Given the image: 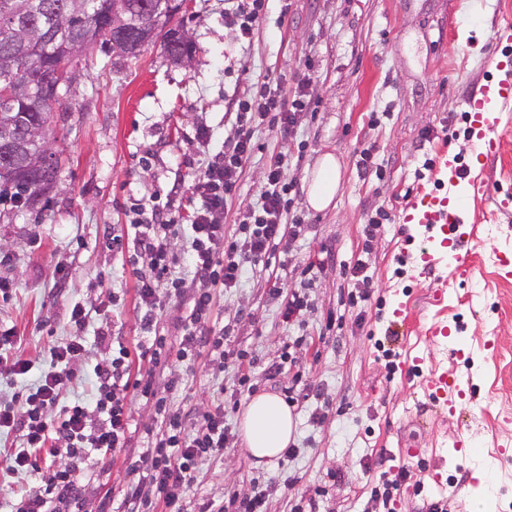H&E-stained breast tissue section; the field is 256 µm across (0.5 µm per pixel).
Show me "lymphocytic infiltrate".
Masks as SVG:
<instances>
[{
	"mask_svg": "<svg viewBox=\"0 0 512 512\" xmlns=\"http://www.w3.org/2000/svg\"><path fill=\"white\" fill-rule=\"evenodd\" d=\"M307 108L304 94H296L286 103L267 86L239 104L240 131L236 141L207 163L192 186V193L200 204L192 215L191 250L185 263L199 280L236 287L246 266L263 262L273 248L296 234V225L290 224L287 218L289 187L282 180L281 156H271L267 163L260 203L244 217L242 236H226L224 206L236 194L240 172L254 152V127L274 111L279 117L280 131L289 132ZM174 224L171 218L159 222L136 218L130 224L135 249L151 258V275L138 283L144 310L142 321L147 326L152 323L161 282H169L177 293L183 288L182 279L172 275L174 256L168 232ZM210 310L211 298L202 293L191 302L188 314L181 317L179 357L195 356L205 343L200 325ZM86 319L83 307H72L73 332L52 347L50 361L43 368L39 383L25 398V411L18 414L12 406L0 405V431L17 434L20 440L18 448L6 456L10 472L39 471L40 456L44 453L68 461L67 467L44 476L40 489L15 493L14 512H69L79 505L82 495L79 471L86 456L104 455L126 444L129 395L135 393L154 399L159 408L164 405L163 400L156 397L152 375H132L131 352L121 345L113 350L109 362L95 367L94 405L76 402L60 406L64 391L73 381L69 365L85 351ZM56 406L61 409L59 416L49 418V410ZM163 422L162 437L147 451L149 465L143 480L128 486L125 498L141 500L143 489L149 487L163 500L168 512H181L185 490L199 460L229 447L234 435L225 422L224 407L220 404L204 410L190 431L179 415H164Z\"/></svg>",
	"mask_w": 512,
	"mask_h": 512,
	"instance_id": "f902f5d3",
	"label": "lymphocytic infiltrate"
}]
</instances>
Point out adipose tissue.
Returning a JSON list of instances; mask_svg holds the SVG:
<instances>
[{
  "mask_svg": "<svg viewBox=\"0 0 512 512\" xmlns=\"http://www.w3.org/2000/svg\"><path fill=\"white\" fill-rule=\"evenodd\" d=\"M340 184V164L334 154H323L306 188V202L314 210L327 209ZM296 429L292 409L269 393L253 396L243 413L240 430L248 452L257 460L279 457L293 441Z\"/></svg>",
  "mask_w": 512,
  "mask_h": 512,
  "instance_id": "1",
  "label": "adipose tissue"
}]
</instances>
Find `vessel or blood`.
I'll return each instance as SVG.
<instances>
[{
	"instance_id": "obj_1",
	"label": "vessel or blood",
	"mask_w": 512,
	"mask_h": 512,
	"mask_svg": "<svg viewBox=\"0 0 512 512\" xmlns=\"http://www.w3.org/2000/svg\"><path fill=\"white\" fill-rule=\"evenodd\" d=\"M512 100V84L502 83L495 88L483 90L481 98L471 102L472 125L476 129L487 126L486 115L492 112L499 103ZM462 173L452 169L448 173L450 192L447 197H422L415 201L407 219L416 224H431L437 227L442 242L448 247H457L461 241L460 214L464 209V200L455 188L459 185ZM426 390L435 401L455 407L456 399L462 396L463 389L457 377L445 373L430 375L426 381Z\"/></svg>"
}]
</instances>
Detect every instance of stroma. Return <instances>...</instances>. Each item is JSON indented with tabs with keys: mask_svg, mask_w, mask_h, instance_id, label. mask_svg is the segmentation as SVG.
Masks as SVG:
<instances>
[{
	"mask_svg": "<svg viewBox=\"0 0 512 512\" xmlns=\"http://www.w3.org/2000/svg\"><path fill=\"white\" fill-rule=\"evenodd\" d=\"M235 7L186 0L190 68L157 43L135 57L94 51L80 60L49 115L60 156L52 190L32 207L0 204V251L9 256L0 279L10 284L0 321L16 331L14 354L32 365L23 378L0 377V401L24 411L51 348L72 332L73 305L87 313V354L71 364L62 404L91 400L94 368L111 355L99 328L128 348L150 346L137 288L151 263L128 241V225L139 209L194 211L188 185L238 135L233 102L267 79L281 98L303 92L312 108L289 133L255 127L225 229L238 232L279 154L292 186L289 219L303 231L247 267L238 287L211 291L206 329L246 357L226 364L204 347L190 361L133 365L153 372L169 411L190 420L223 404L236 434L232 447L198 463L184 512L259 493L267 512H426L441 499L448 512H470L473 494L512 512V276L497 259L512 254V103L500 108L488 133L496 147L484 158L474 154L469 119L485 87L512 80V0H266L263 26L245 40ZM202 127L208 140L197 138ZM325 153L340 163V185L316 211L305 190ZM447 163L469 172L461 258L470 274L456 282L457 258L441 236L404 221L419 197L447 196ZM359 264L371 296L353 304ZM275 288L306 297V307L284 320ZM437 321L455 325V335L430 338ZM445 371L475 392L452 412L423 385ZM288 387L297 454L257 462L238 435L243 410L251 396ZM160 426L153 402L135 398L127 447L83 465L81 512H97L105 496L121 499ZM17 444L0 432V512H11V491L40 482L8 471L4 451ZM402 470L409 476L394 507L372 497ZM480 471L491 475L488 487Z\"/></svg>",
	"mask_w": 512,
	"mask_h": 512,
	"instance_id": "1",
	"label": "stroma"
}]
</instances>
